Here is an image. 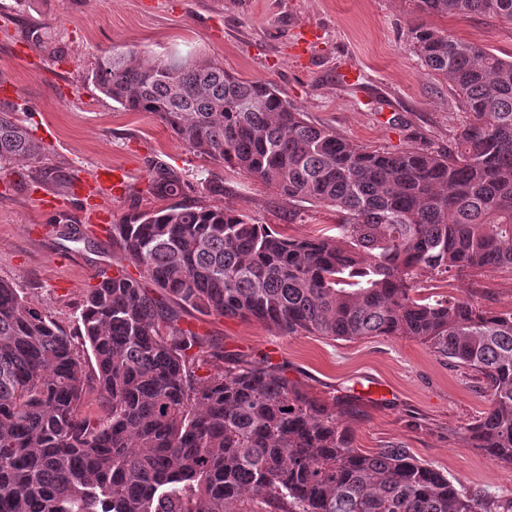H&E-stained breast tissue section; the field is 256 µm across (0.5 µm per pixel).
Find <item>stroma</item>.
<instances>
[{
    "label": "stroma",
    "instance_id": "stroma-1",
    "mask_svg": "<svg viewBox=\"0 0 512 512\" xmlns=\"http://www.w3.org/2000/svg\"><path fill=\"white\" fill-rule=\"evenodd\" d=\"M420 20L413 0H0V109L21 113L46 148L41 162L0 170V278L76 327L97 273L124 262L110 225L130 210L163 205L147 191L156 162L186 174V202L228 207L287 235H310L336 220L194 154L153 114L124 111L87 79L112 47L143 59L188 50L215 59L240 77L273 84L312 124L368 151L445 153L468 116L413 53L409 30ZM432 23L512 57L511 25L475 14ZM306 28L318 32L308 45L299 39ZM108 167L125 173L121 194L85 197L82 180ZM203 171L223 182V195L197 182ZM448 292L510 310L512 273L462 275ZM199 329L227 358L271 361L312 395L351 401L345 423L354 448L401 446L463 487L512 498V469L464 440L465 427L488 408L484 379L423 344L288 335L240 317H206Z\"/></svg>",
    "mask_w": 512,
    "mask_h": 512
}]
</instances>
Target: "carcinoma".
<instances>
[{"instance_id": "1", "label": "carcinoma", "mask_w": 512, "mask_h": 512, "mask_svg": "<svg viewBox=\"0 0 512 512\" xmlns=\"http://www.w3.org/2000/svg\"><path fill=\"white\" fill-rule=\"evenodd\" d=\"M414 2L428 17L512 25V0ZM409 34L469 115L446 154L366 151L208 57L97 59L88 79L123 110L290 202L330 208L335 234L285 237L187 204L186 176L156 164L148 190L169 204L111 225L139 277L102 273L74 331L0 279V512H512V499L459 487L407 448H353L346 404L265 361L226 368L218 344L181 325L194 311L290 335L412 338L485 379L489 406L465 433L512 468V310L415 288L423 273H512V59L424 22ZM44 151L0 110L1 165Z\"/></svg>"}]
</instances>
